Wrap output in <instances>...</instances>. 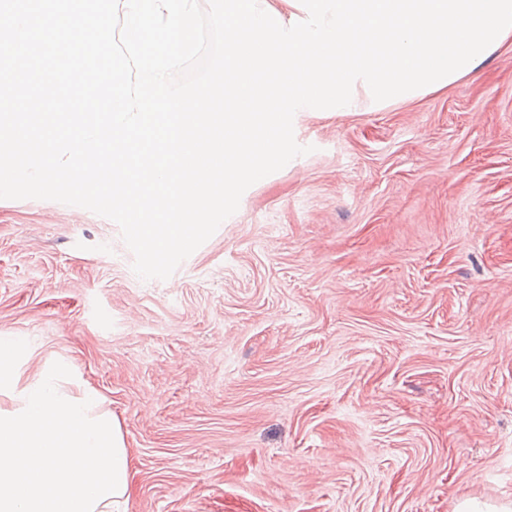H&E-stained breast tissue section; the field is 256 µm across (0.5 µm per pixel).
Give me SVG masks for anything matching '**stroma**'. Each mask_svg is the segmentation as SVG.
Returning a JSON list of instances; mask_svg holds the SVG:
<instances>
[{
  "mask_svg": "<svg viewBox=\"0 0 512 512\" xmlns=\"http://www.w3.org/2000/svg\"><path fill=\"white\" fill-rule=\"evenodd\" d=\"M294 136L165 280L105 217L0 199V334L119 420L127 512L512 501V43Z\"/></svg>",
  "mask_w": 512,
  "mask_h": 512,
  "instance_id": "35a3bbf8",
  "label": "stroma"
}]
</instances>
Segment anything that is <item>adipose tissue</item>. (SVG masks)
Returning a JSON list of instances; mask_svg holds the SVG:
<instances>
[{
  "mask_svg": "<svg viewBox=\"0 0 512 512\" xmlns=\"http://www.w3.org/2000/svg\"><path fill=\"white\" fill-rule=\"evenodd\" d=\"M27 337L0 335V512H120L129 461L118 420L63 364L32 376Z\"/></svg>",
  "mask_w": 512,
  "mask_h": 512,
  "instance_id": "1",
  "label": "adipose tissue"
}]
</instances>
